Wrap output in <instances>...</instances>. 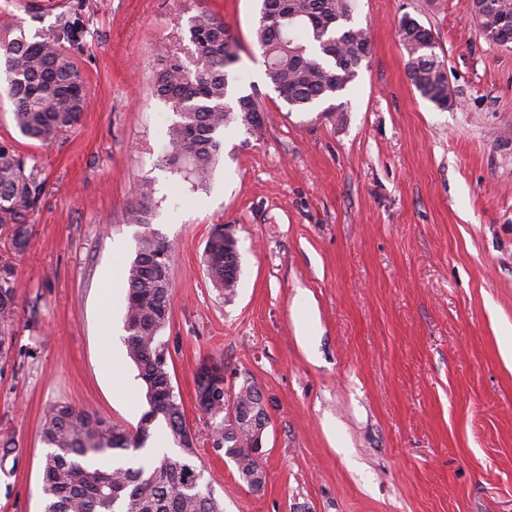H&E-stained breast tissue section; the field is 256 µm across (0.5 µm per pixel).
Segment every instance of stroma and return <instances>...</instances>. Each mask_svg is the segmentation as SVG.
<instances>
[{"instance_id": "35a3bbf8", "label": "stroma", "mask_w": 512, "mask_h": 512, "mask_svg": "<svg viewBox=\"0 0 512 512\" xmlns=\"http://www.w3.org/2000/svg\"><path fill=\"white\" fill-rule=\"evenodd\" d=\"M206 10L239 45L238 90L265 109L260 136L234 127L206 187L165 167L176 116L151 86L177 25ZM431 29L455 105L406 74L402 15ZM258 0H0V28L87 31L78 52L91 104L44 146L23 137L0 80V142L32 158L46 196L26 252L0 231L20 288L0 357V512H41L55 403L135 428L148 405L126 356V215L143 178L152 224L172 244L174 304L160 336L172 384L224 512H512V49L488 41L472 0H357L368 63L342 95L292 109L254 45ZM240 257L235 295L205 273L213 225ZM229 392L260 393L269 424L257 492L210 440L198 365ZM224 365L216 360H207L205 362V378L203 367L199 366L196 373V392L200 388L204 391L203 380L209 381L211 387L224 388Z\"/></svg>"}]
</instances>
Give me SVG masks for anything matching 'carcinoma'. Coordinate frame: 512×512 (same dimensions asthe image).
I'll return each instance as SVG.
<instances>
[{
	"instance_id": "1",
	"label": "carcinoma",
	"mask_w": 512,
	"mask_h": 512,
	"mask_svg": "<svg viewBox=\"0 0 512 512\" xmlns=\"http://www.w3.org/2000/svg\"><path fill=\"white\" fill-rule=\"evenodd\" d=\"M474 9L478 26L497 29L499 19L512 17V0H483ZM356 0H260L256 47L266 62V76L289 105L305 110L339 98L371 54L366 29L355 24ZM84 30L66 21L54 32L28 39L24 30H0V72L12 100L13 120L21 135L49 145L78 123L89 104L88 94L65 97L61 89L85 85L73 50ZM191 53L173 52L157 73L153 93L171 105L178 120L168 128L163 160L195 184L210 178L224 152V132L236 126L260 133L263 108L250 94L232 95L238 61L237 42L224 22L208 11L191 16ZM401 44L408 54L407 74L421 96L445 109L452 102L444 59L435 52L430 29L405 15L399 23ZM153 184L141 183L127 221L139 227L135 257L126 267L128 288L124 315L127 357L145 388L149 410L133 430L113 425L89 408L54 404L40 423L41 441L49 448L42 464L43 512H224L223 502L190 464L196 456L186 425L182 400L170 396V354L160 332L172 314L171 244L153 228ZM46 183L37 165L14 146L0 143V228L11 233L16 252L23 253L31 235L29 218L40 208ZM204 262L210 283L231 295L234 255L224 249V225H214ZM18 281L13 266H0V322L12 320ZM262 401L250 384L234 393L243 410ZM212 419V445L232 460L242 481L261 490L266 473L246 448L256 425L237 418L238 435L224 440V392L198 398ZM159 432L182 451L178 459L164 455L123 463L118 457L145 448Z\"/></svg>"
}]
</instances>
